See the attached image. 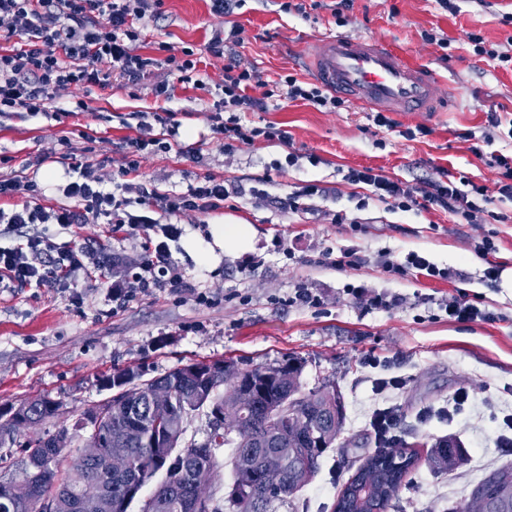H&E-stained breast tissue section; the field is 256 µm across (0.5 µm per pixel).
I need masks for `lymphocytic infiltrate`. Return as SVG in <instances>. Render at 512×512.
<instances>
[{
	"label": "lymphocytic infiltrate",
	"instance_id": "1",
	"mask_svg": "<svg viewBox=\"0 0 512 512\" xmlns=\"http://www.w3.org/2000/svg\"><path fill=\"white\" fill-rule=\"evenodd\" d=\"M162 6L163 0H0V38L20 35L25 39L19 50L0 52V118L19 110L34 116L48 114L52 93L73 86L104 87L111 79L119 78L136 91L156 69L164 66L179 72L181 82H191L198 65L193 49H182L176 55L163 43L159 46L161 54L156 57L136 53L132 48L139 37L136 21L159 18ZM253 79L252 71L233 61L225 63L224 80L218 85V98L212 106L211 125L212 133L222 140L225 150H234L259 137L287 143L286 130L272 124L249 127L239 119L240 113L266 110L269 99L304 101L331 112L343 105L341 98L327 94L320 85L290 74L274 82L263 97L255 98L246 93ZM156 124L165 128V137L151 135ZM137 128L138 135L126 142L128 153L119 169L124 178L137 174L144 156L171 149L170 139L176 134L169 115L157 112L151 120H138ZM61 159L75 176L62 189L66 205L46 209L36 202L41 190L35 181L0 179V198L18 194L30 198L22 207L0 208V224H58L68 228L103 219L120 229L127 224L149 223L146 210L150 207H159L172 215L208 213L223 208L231 196L223 180L212 176L204 177L184 193H161L143 184L131 186L126 181L108 187L87 157L66 152ZM345 180L352 185L368 186L371 196L393 201L400 210L437 207L469 224L475 223L479 211L475 197L483 192L477 185L462 190L451 181L413 186L368 170L349 171ZM132 191L137 194L133 200L128 197ZM134 204L143 206V213H131ZM51 251V244L39 238L28 239L22 247L0 246V282L6 280L18 288L45 285L47 279L39 258ZM157 267L171 271L173 283H181V273L174 271L167 247L160 243L143 273L115 281L117 292L130 297L148 290V274Z\"/></svg>",
	"mask_w": 512,
	"mask_h": 512
}]
</instances>
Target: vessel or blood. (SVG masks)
Segmentation results:
<instances>
[{"instance_id":"vessel-or-blood-1","label":"vessel or blood","mask_w":512,"mask_h":512,"mask_svg":"<svg viewBox=\"0 0 512 512\" xmlns=\"http://www.w3.org/2000/svg\"><path fill=\"white\" fill-rule=\"evenodd\" d=\"M309 58L320 82L359 104L397 112L437 108L432 71L381 40L325 37L311 45Z\"/></svg>"}]
</instances>
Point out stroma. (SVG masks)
<instances>
[{
	"mask_svg": "<svg viewBox=\"0 0 512 512\" xmlns=\"http://www.w3.org/2000/svg\"><path fill=\"white\" fill-rule=\"evenodd\" d=\"M282 0H246L234 12L211 14L209 0H164L160 19L144 22L134 49L154 53L159 43L192 48L200 58L204 88L180 83L167 68L155 80L173 86L171 99L149 90L131 93L121 81L85 91L73 87L54 93L51 116L25 112L0 121V179L25 176L39 180L42 170L28 158L57 149L68 141L72 152L89 153L104 182H111L122 162L124 140L135 135L127 119L133 112L169 110L178 147L142 159L139 179L162 192L181 193L213 176L245 187L222 209L170 215L153 209L158 225L108 224L62 228L0 224V246L27 238H49L55 250L83 251V267L70 277L50 268L40 288L0 287V405L47 395L62 402L60 416L45 420L39 431L56 433L73 425L82 411L110 395L104 380L122 369L152 378L194 361L234 360L239 368L304 360L305 390L333 381L341 395L345 421L334 448L320 460L313 478L296 493L293 508L272 512H332L336 498L364 458L376 448L369 426L373 408L397 405L400 435L408 447L426 451L435 439L458 438L468 461L453 471L434 472L419 462L408 484L388 512H448L465 503L472 488L490 471L512 463V452L497 437L503 417L512 414V201L499 193L493 154L512 151V141L488 126L486 115L512 119V66L500 63L512 54V0H457L449 12L440 0H352L335 16L338 0H303L304 12L281 11ZM243 30V41L228 45L223 56L208 49L213 30ZM484 39L485 53L474 50L471 35ZM380 39L430 69L440 82L442 98L435 112H395L391 128L374 124L373 114L353 102L323 112L300 101L270 103L267 111L244 112V125L269 123L286 129L287 144L257 138L233 153H224L209 136L212 91L220 83L227 58L253 70L248 88L262 97L267 85L291 74L310 80L305 44L325 36ZM85 109H77V101ZM423 126L428 135L408 138L407 130ZM472 140H464V133ZM299 154L286 166L288 153ZM316 154L312 165L307 154ZM351 169H369L412 185L449 177L483 187L474 224L459 223L439 208L404 212L370 199L358 209L364 185L343 180ZM311 181L324 196L288 205L295 185ZM344 223H333L334 214ZM236 220L252 226L253 248L225 254L219 264L188 253L183 239L206 235L209 225ZM176 224L182 235L165 240L162 225ZM496 252L476 253L482 239ZM167 241L172 262L184 283L158 285L130 298L115 297L112 269L99 265L109 256L127 274L148 261L146 240ZM353 249L365 263L341 269L333 256ZM411 252L452 271L436 280L416 271L403 276L385 272L381 259L401 260ZM501 267L488 280L489 266ZM305 288L314 303L296 301ZM393 297L394 305L371 309L367 297ZM465 297L484 311L472 321L448 319L440 305ZM374 356L394 364L406 378L403 389L376 393L381 369L366 365ZM469 393L463 413L437 415L459 390ZM435 414L427 422L418 415Z\"/></svg>",
	"mask_w": 512,
	"mask_h": 512,
	"instance_id": "stroma-1",
	"label": "stroma"
}]
</instances>
